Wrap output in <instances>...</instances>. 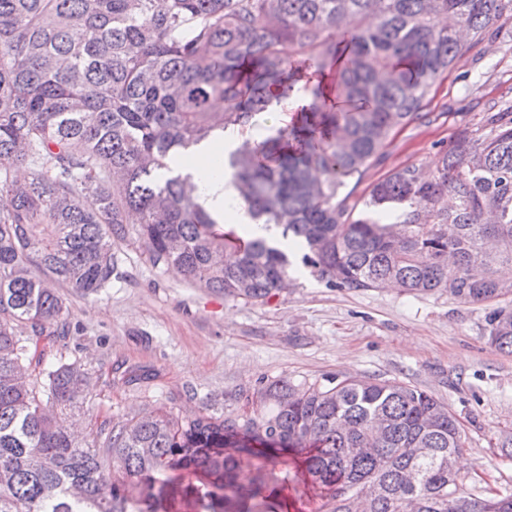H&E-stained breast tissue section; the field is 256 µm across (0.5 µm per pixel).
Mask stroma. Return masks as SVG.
Segmentation results:
<instances>
[{
	"mask_svg": "<svg viewBox=\"0 0 512 512\" xmlns=\"http://www.w3.org/2000/svg\"><path fill=\"white\" fill-rule=\"evenodd\" d=\"M512 105V19L459 53L429 96L428 123L398 127L352 198L365 204L376 182L414 165L435 171L462 129L485 112ZM123 275L98 296L69 301L68 335L31 337V348L82 361L93 373L76 413L83 427L126 417L158 402L176 414L257 386L260 378L295 382L359 375L419 387L448 405L461 424L465 492L512 493V353L489 341L495 304L399 288L352 292L297 271L288 290L265 304L231 301L153 266L135 237L113 247ZM145 367L153 379L114 383Z\"/></svg>",
	"mask_w": 512,
	"mask_h": 512,
	"instance_id": "stroma-1",
	"label": "stroma"
}]
</instances>
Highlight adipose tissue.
Returning <instances> with one entry per match:
<instances>
[{
    "label": "adipose tissue",
    "mask_w": 512,
    "mask_h": 512,
    "mask_svg": "<svg viewBox=\"0 0 512 512\" xmlns=\"http://www.w3.org/2000/svg\"><path fill=\"white\" fill-rule=\"evenodd\" d=\"M237 134L225 131L212 140L193 148L188 157L174 161L173 168L181 173L191 174L201 189V203L211 213L225 215L234 213L237 223H250L251 218L238 198L230 174L218 168L220 151L231 147Z\"/></svg>",
    "instance_id": "ef3b65f1"
}]
</instances>
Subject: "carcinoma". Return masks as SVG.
Listing matches in <instances>:
<instances>
[{
	"mask_svg": "<svg viewBox=\"0 0 512 512\" xmlns=\"http://www.w3.org/2000/svg\"><path fill=\"white\" fill-rule=\"evenodd\" d=\"M504 15L512 0H0V512H158L155 485L178 467L205 479L202 512H290L267 468L286 454L314 512H512V494L461 489L460 425L414 385L278 378L227 408L158 406L79 442L90 373L23 339L108 287L131 232L152 265L232 301L265 304L301 267L330 288L512 296L495 274L512 263V107L463 130L437 174L378 182L369 211L345 191L396 127L429 118L462 35L481 41ZM300 84L297 122L253 139L255 116ZM227 128L241 135L233 182L268 237L223 230L169 166ZM390 205L393 220L377 212ZM486 323L512 353V312Z\"/></svg>",
	"mask_w": 512,
	"mask_h": 512,
	"instance_id": "obj_1",
	"label": "carcinoma"
}]
</instances>
